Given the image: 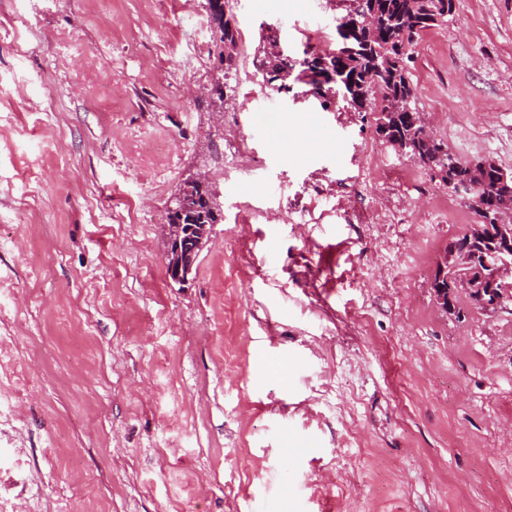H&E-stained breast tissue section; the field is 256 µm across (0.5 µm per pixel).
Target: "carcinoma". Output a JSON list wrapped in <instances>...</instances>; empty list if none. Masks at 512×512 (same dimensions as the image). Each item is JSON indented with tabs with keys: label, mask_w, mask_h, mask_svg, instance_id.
<instances>
[{
	"label": "carcinoma",
	"mask_w": 512,
	"mask_h": 512,
	"mask_svg": "<svg viewBox=\"0 0 512 512\" xmlns=\"http://www.w3.org/2000/svg\"><path fill=\"white\" fill-rule=\"evenodd\" d=\"M454 0H353L352 8L337 25L341 45L356 47L351 54L310 53L298 61L273 54L262 48L253 60L255 73L262 83L288 94L290 81L306 84L316 91L326 108L341 93L343 101L356 112L364 109L371 96L380 95L377 133L391 146L416 159L428 171L441 175L446 184L471 186V201L483 231L464 234L453 243L467 246L469 280L480 287L491 275L486 262L498 245L499 226L487 220V214L512 211V179L502 182L500 166L477 174L470 163L462 162L442 150V142L423 134L419 111L414 103V88L408 71L410 51L427 28L447 20ZM220 45L218 68L229 77L235 68L234 54L238 24L234 14L209 15Z\"/></svg>",
	"instance_id": "carcinoma-1"
}]
</instances>
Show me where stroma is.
<instances>
[{
  "label": "stroma",
  "mask_w": 512,
  "mask_h": 512,
  "mask_svg": "<svg viewBox=\"0 0 512 512\" xmlns=\"http://www.w3.org/2000/svg\"><path fill=\"white\" fill-rule=\"evenodd\" d=\"M202 3L0 0V512H512V304L430 288L468 200L375 105L253 76L264 25L334 50L349 0H232L220 119ZM410 67L449 152L512 172V0H455ZM196 169L222 218L182 288ZM208 184L209 177L205 172L189 174L164 208L163 226L167 231L164 266L168 278L181 285L187 284L189 277L196 272L198 259L214 226L212 223L217 219L211 210L215 205V197L209 193L206 200L211 209L201 210L191 224L182 222L186 215L192 221L193 212L198 206L195 188H204Z\"/></svg>",
  "instance_id": "stroma-1"
}]
</instances>
